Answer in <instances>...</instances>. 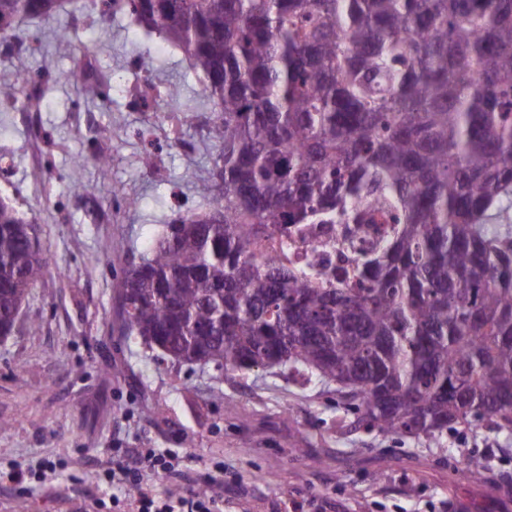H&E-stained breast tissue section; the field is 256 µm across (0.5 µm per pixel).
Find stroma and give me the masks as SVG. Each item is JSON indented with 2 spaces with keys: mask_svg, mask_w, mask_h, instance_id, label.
<instances>
[{
  "mask_svg": "<svg viewBox=\"0 0 512 512\" xmlns=\"http://www.w3.org/2000/svg\"><path fill=\"white\" fill-rule=\"evenodd\" d=\"M23 30L31 50L0 55V81L57 79L42 94L37 131L0 112V148L13 160L0 193L34 219L52 263L0 342V468L25 459L57 468L42 487L0 485V512H79L87 496L109 499L96 469L119 448L179 453L182 475L153 480L160 495L223 474L222 512L296 503L303 512H458L463 499L489 512L487 485L449 473L448 462L475 457L512 474V432L484 423L429 441L355 429L334 384L284 366L225 373L163 360L123 333L126 271L175 215L205 210L200 187L221 151L211 113L185 124L179 102L161 95L134 107L128 91L149 79L197 92L203 77L122 14L78 26L63 12ZM87 43L110 78L103 102L85 97L74 67Z\"/></svg>",
  "mask_w": 512,
  "mask_h": 512,
  "instance_id": "obj_1",
  "label": "stroma"
}]
</instances>
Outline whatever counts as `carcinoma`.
Returning a JSON list of instances; mask_svg holds the SVG:
<instances>
[{
    "mask_svg": "<svg viewBox=\"0 0 512 512\" xmlns=\"http://www.w3.org/2000/svg\"><path fill=\"white\" fill-rule=\"evenodd\" d=\"M68 0H0V37ZM180 50L223 144L209 212L124 278L125 333L222 371L336 383L352 424L512 431V0H123ZM339 224L351 270L268 259ZM49 265L0 197V337Z\"/></svg>",
    "mask_w": 512,
    "mask_h": 512,
    "instance_id": "1",
    "label": "carcinoma"
}]
</instances>
